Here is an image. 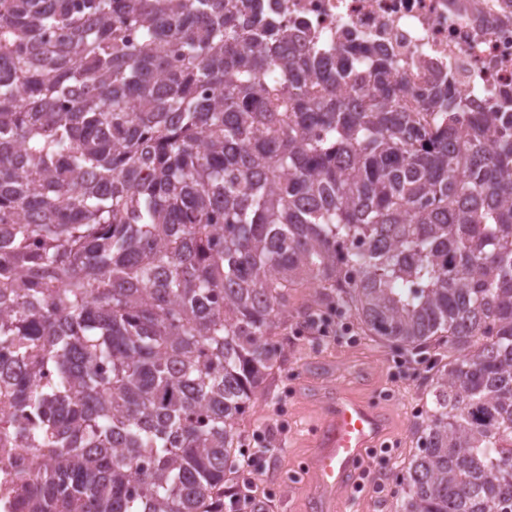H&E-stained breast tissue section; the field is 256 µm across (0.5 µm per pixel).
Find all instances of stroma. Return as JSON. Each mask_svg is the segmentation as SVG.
Segmentation results:
<instances>
[{
	"mask_svg": "<svg viewBox=\"0 0 512 512\" xmlns=\"http://www.w3.org/2000/svg\"><path fill=\"white\" fill-rule=\"evenodd\" d=\"M280 334L286 362L269 380L243 423L244 440L271 442L262 468L238 474L265 512H307L313 474L312 433L320 414L318 391L346 388L385 409L390 428L382 446L366 449L357 475L336 500V512H395L402 467L417 450L414 418L426 411L430 361L365 336H321L292 313Z\"/></svg>",
	"mask_w": 512,
	"mask_h": 512,
	"instance_id": "35a3bbf8",
	"label": "stroma"
}]
</instances>
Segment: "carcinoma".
Listing matches in <instances>:
<instances>
[{"mask_svg": "<svg viewBox=\"0 0 512 512\" xmlns=\"http://www.w3.org/2000/svg\"><path fill=\"white\" fill-rule=\"evenodd\" d=\"M291 38L257 0H0L20 512H224L307 288L434 352L396 512H512V111Z\"/></svg>", "mask_w": 512, "mask_h": 512, "instance_id": "1", "label": "carcinoma"}]
</instances>
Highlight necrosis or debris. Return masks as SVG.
Instances as JSON below:
<instances>
[{
  "instance_id": "necrosis-or-debris-1",
  "label": "necrosis or debris",
  "mask_w": 512,
  "mask_h": 512,
  "mask_svg": "<svg viewBox=\"0 0 512 512\" xmlns=\"http://www.w3.org/2000/svg\"><path fill=\"white\" fill-rule=\"evenodd\" d=\"M297 47L333 51L342 32L392 57L415 92L457 89L470 112L512 98V0H260Z\"/></svg>"
}]
</instances>
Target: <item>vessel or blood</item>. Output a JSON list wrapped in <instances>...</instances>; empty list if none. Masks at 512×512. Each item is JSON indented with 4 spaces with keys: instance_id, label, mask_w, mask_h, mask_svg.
Returning <instances> with one entry per match:
<instances>
[{
    "instance_id": "b4317fda",
    "label": "vessel or blood",
    "mask_w": 512,
    "mask_h": 512,
    "mask_svg": "<svg viewBox=\"0 0 512 512\" xmlns=\"http://www.w3.org/2000/svg\"><path fill=\"white\" fill-rule=\"evenodd\" d=\"M390 420L381 409L343 390L329 392L314 438L313 512H331L336 497L345 491L366 448L383 439Z\"/></svg>"
}]
</instances>
